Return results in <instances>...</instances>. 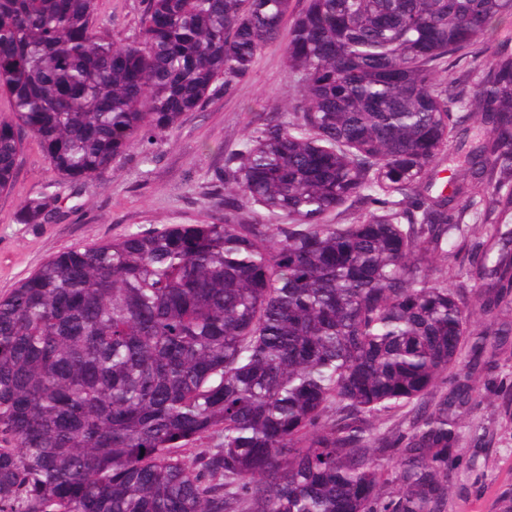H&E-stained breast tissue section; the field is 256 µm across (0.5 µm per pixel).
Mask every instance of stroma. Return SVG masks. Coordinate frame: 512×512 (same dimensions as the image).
Here are the masks:
<instances>
[{
  "label": "stroma",
  "mask_w": 512,
  "mask_h": 512,
  "mask_svg": "<svg viewBox=\"0 0 512 512\" xmlns=\"http://www.w3.org/2000/svg\"><path fill=\"white\" fill-rule=\"evenodd\" d=\"M100 24L113 40L134 37L143 0H97ZM512 37V16L502 18L477 44L449 64L448 79L476 78L479 58ZM285 40L266 45L250 75L227 93L216 92L204 107L185 113L176 128L149 132L116 157L95 182L59 179L39 144L25 136L11 188L0 193V295L57 253L74 245L99 244L128 229L166 224H210L224 218V187L216 179L224 158L237 148L247 126L267 113L290 119L294 90L285 63ZM59 184L62 198L45 224L21 221L27 198ZM459 247L447 266L448 282L471 297L469 272L484 259L468 225L452 233ZM506 366L480 374L476 404L465 416L448 473L444 512H512V346L501 353Z\"/></svg>",
  "instance_id": "stroma-1"
}]
</instances>
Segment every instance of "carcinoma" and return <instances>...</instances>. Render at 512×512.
Wrapping results in <instances>:
<instances>
[{
	"label": "carcinoma",
	"instance_id": "carcinoma-1",
	"mask_svg": "<svg viewBox=\"0 0 512 512\" xmlns=\"http://www.w3.org/2000/svg\"><path fill=\"white\" fill-rule=\"evenodd\" d=\"M95 2L0 0V192L21 133L98 180L285 27L296 105L224 159L223 222L70 247L0 297V512H442L477 391L444 390L448 370L512 335V253L471 303L433 263L468 213L477 246L512 237V45L471 87L442 73L512 0H146L126 42ZM461 110L484 134L433 196ZM59 198L26 199L24 223ZM477 311L501 328L475 331ZM407 406V430H381Z\"/></svg>",
	"mask_w": 512,
	"mask_h": 512
}]
</instances>
